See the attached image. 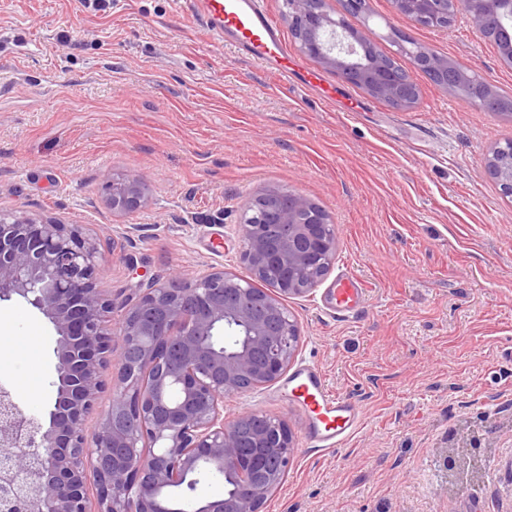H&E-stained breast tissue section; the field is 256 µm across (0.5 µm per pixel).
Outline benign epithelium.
<instances>
[{
	"label": "benign epithelium",
	"mask_w": 512,
	"mask_h": 512,
	"mask_svg": "<svg viewBox=\"0 0 512 512\" xmlns=\"http://www.w3.org/2000/svg\"><path fill=\"white\" fill-rule=\"evenodd\" d=\"M284 0L298 49L371 98L405 110L418 85L389 66L366 33L368 0ZM394 12L441 30L465 15L480 34L489 15L502 56L512 64V0H392ZM416 59L454 92L468 69L421 48ZM486 168L512 200V145L495 146ZM148 179H112V213L147 204ZM241 262L250 277L224 269L138 284L141 295L112 321V300L97 288L96 239L23 210H0V303L21 299L55 331L54 401L25 411L0 384V512H179L166 492L191 496L203 477L232 476L243 492L201 497L193 512H263L294 454L285 420L249 411L224 419V399L262 389L288 370L300 341L285 301L305 296L328 275L338 247L331 215L307 196L255 192L238 218ZM266 284L255 287V282ZM239 336L224 346V332ZM118 367L111 383L105 371ZM109 393L101 405V394ZM96 416L93 436L86 420ZM444 460L458 488L471 481L481 438ZM94 486L97 510L91 509Z\"/></svg>",
	"instance_id": "obj_1"
}]
</instances>
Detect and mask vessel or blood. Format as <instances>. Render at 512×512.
Listing matches in <instances>:
<instances>
[{
	"mask_svg": "<svg viewBox=\"0 0 512 512\" xmlns=\"http://www.w3.org/2000/svg\"><path fill=\"white\" fill-rule=\"evenodd\" d=\"M191 8L212 39L234 44L257 64L273 66L281 80L297 81L296 69L284 56L280 32L263 11L260 0H191ZM365 296L362 283L349 276L338 281L333 292L340 313L362 309ZM288 392L291 401L309 416L311 447L341 448L362 423L361 408L351 399L331 393L316 367L293 373Z\"/></svg>",
	"mask_w": 512,
	"mask_h": 512,
	"instance_id": "b4317fda",
	"label": "vessel or blood"
}]
</instances>
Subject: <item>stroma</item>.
Instances as JSON below:
<instances>
[{"label": "stroma", "instance_id": "stroma-1", "mask_svg": "<svg viewBox=\"0 0 512 512\" xmlns=\"http://www.w3.org/2000/svg\"><path fill=\"white\" fill-rule=\"evenodd\" d=\"M262 2L317 87L287 86L211 39L181 0H0V209L115 242L98 286L120 311L141 278L248 277L243 204L266 187L306 195L334 218L338 249L325 280L286 301L301 333L291 367L316 365L365 415L342 449L318 450L287 379L227 399L225 418L257 410L293 434L264 512H512V201L485 166L512 140V115L446 92L406 58L421 99L394 109L302 54L283 0ZM369 10L388 55L397 30L512 95V66L464 17L444 32L391 0ZM127 172L147 175L148 203L119 216L106 186ZM346 272L368 300L341 317L329 294ZM53 346L30 305L0 304V382L33 413L55 397ZM466 424L487 450L474 483L452 494L441 461Z\"/></svg>", "mask_w": 512, "mask_h": 512}]
</instances>
